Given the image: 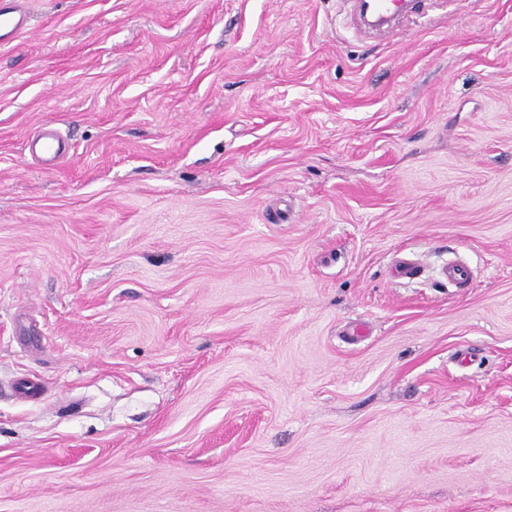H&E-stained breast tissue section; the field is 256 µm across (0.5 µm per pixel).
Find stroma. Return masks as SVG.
Segmentation results:
<instances>
[{"label":"stroma","mask_w":512,"mask_h":512,"mask_svg":"<svg viewBox=\"0 0 512 512\" xmlns=\"http://www.w3.org/2000/svg\"><path fill=\"white\" fill-rule=\"evenodd\" d=\"M24 5L0 512H512V0ZM30 153L46 168H53L61 156V138L55 130L47 129L29 143Z\"/></svg>","instance_id":"1"}]
</instances>
